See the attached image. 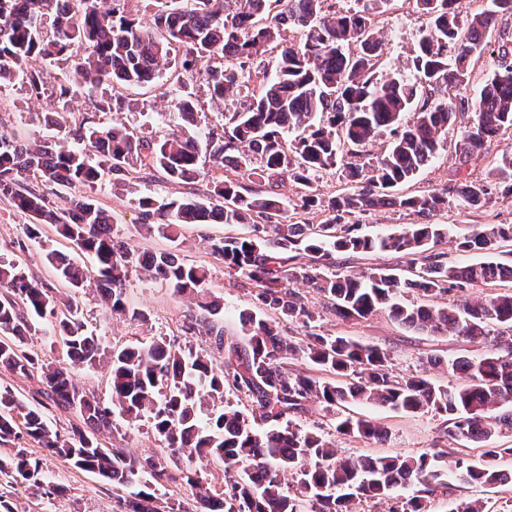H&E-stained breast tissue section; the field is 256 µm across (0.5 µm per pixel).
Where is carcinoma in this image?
I'll return each mask as SVG.
<instances>
[{"label":"carcinoma","mask_w":512,"mask_h":512,"mask_svg":"<svg viewBox=\"0 0 512 512\" xmlns=\"http://www.w3.org/2000/svg\"><path fill=\"white\" fill-rule=\"evenodd\" d=\"M126 0H0V89L16 81L41 98L43 77L30 62L70 60L56 101L44 113V125L65 135L57 140L20 141L0 132V198L33 219L25 236L40 243V226L50 224L88 254L93 266L80 267L50 252L57 278L73 291L94 281L113 314L128 312L123 289L133 270L167 281L194 301L197 312L184 332L206 335L224 351L215 364L199 351L177 348L160 338L149 344L112 350L111 404L89 395L73 369L91 368L104 353L98 337L88 334L76 297H59L35 280L20 263L0 261V367L22 377L40 373L46 396L73 412L78 424L62 437L9 388L0 389V446L29 443L90 473L117 489L120 512H179L162 500L152 481L169 476L181 458L206 457L224 466V485L215 493L192 473H183L195 512H351L358 501L394 498L414 484L424 492L447 487L445 473L468 483H512V473L496 460L511 448H490L498 434L512 432V291L490 298L458 300L456 293L477 284L512 282V260L487 258L466 265L448 261L438 246L455 236L464 252L497 250L512 242V224H467L450 231L431 221L454 202L480 209L495 196H512V151L502 153L485 176L474 175L472 160L489 143L512 130V44L492 45L498 20L512 16V0L465 13L461 0H416L428 27L408 68L377 74L382 57L374 17L389 0H360L344 11L327 10L328 0H165L144 26L124 10ZM290 28L304 31L291 43ZM185 48L182 67L193 72L201 61L218 62L205 70L217 106L249 97L238 112L224 113L221 132L201 131L194 107L176 103L179 129L147 140L116 120L106 126L76 121L71 101L93 96L107 84L125 88L151 84L169 66L170 44ZM356 46V51L349 49ZM277 54L275 71L250 87L243 70L267 53ZM495 57V70L475 98L460 94L469 84L474 62ZM472 119L456 135L458 166L441 189L401 194L436 160L447 144L456 114ZM294 134L291 141L285 136ZM386 148L370 154L381 134ZM212 166L259 179L258 187L237 180L213 182L207 193L139 200L146 234L172 238L183 224H251L257 235L226 237L211 244L224 259L225 273L256 290L254 299L271 312L309 328L301 342L251 312L240 319L241 338L224 343V326L214 317L223 309L213 295L210 273L183 262L174 251L139 254L118 240L114 218L85 195L51 200L34 182L73 190L93 187L103 176L112 184L131 173H160L172 183L192 187L204 178L202 155ZM335 168L343 191L328 199L316 193L320 175ZM292 183L294 209L321 212L319 224L286 222L280 184ZM376 208L403 210L419 221L394 234L359 233L358 219ZM393 252L410 257L417 269L403 277L386 268L369 273L334 272L333 255ZM308 284L329 304L336 318L364 319L381 309L418 333L461 337L489 344L492 350L471 359L459 356L448 369L460 373V386L439 384L421 372L394 373L390 355L376 345L346 336L312 331L317 316L293 285ZM51 323L66 348L70 367L50 366L26 350L37 321ZM307 360L316 372L294 373L290 358ZM242 395L241 409L224 400L225 390ZM312 402L336 410V431L349 438L382 441L384 429L356 418L357 405H378L407 414L432 412L447 418V435L485 447L480 465L457 459L443 464L444 453L418 456H342L320 428L291 425L290 416ZM211 406L201 414L203 406ZM133 422L146 415L160 452L133 457L110 448L112 416ZM0 473L27 483L34 492L60 488L45 484L38 459L17 451ZM292 475L296 493L286 488ZM421 496L397 500L389 512H425Z\"/></svg>","instance_id":"1"}]
</instances>
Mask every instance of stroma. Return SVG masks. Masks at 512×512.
I'll use <instances>...</instances> for the list:
<instances>
[{"mask_svg":"<svg viewBox=\"0 0 512 512\" xmlns=\"http://www.w3.org/2000/svg\"><path fill=\"white\" fill-rule=\"evenodd\" d=\"M376 27L383 40L384 66L405 70L408 58L413 56L427 27L426 16L418 10L414 0H391L378 15ZM183 56V48L173 46L172 63L155 85L123 89L104 87V97L113 101L111 111H98L88 99H76L77 115L97 125H108L116 119L135 129L138 135L160 138L175 127L177 99L188 98L193 102L202 129L221 127L224 119L210 99L207 84L201 77L184 71L181 66ZM43 77L46 92L40 100L30 98L25 85L19 82L0 91V131L30 141L48 137L49 131L39 115L55 99L62 70L57 66L44 67ZM447 141L446 150L404 185V192L419 193L438 188L451 178L455 162V134H448ZM220 175V170L207 168L204 180L192 188L158 177L133 179L124 186L116 187L105 178L89 189L88 195L96 205L113 216L115 229L131 248L141 253H154L175 247L186 263L209 270L213 291L224 303L220 319L224 339L231 342L240 338V313L255 308L253 290L225 274L223 262L214 257L209 245L228 234L251 235V227L185 224L180 228L178 244L174 245L165 238L146 235L139 225L138 201L141 197L167 198L183 196L191 191L203 194ZM435 221L454 226L512 224V200L499 197L476 212L452 206L437 214ZM28 222V217L19 214L8 201L0 200V259L22 263L38 280L55 281V272L46 260L47 253L57 251L77 258L81 252L49 226L44 227L40 243L20 249ZM305 298L319 316L317 324L322 333L348 336L364 344L379 346L390 354L392 367L400 375L424 371L438 383L458 386L464 384L465 379L462 374L448 371L446 362L461 355L477 358L487 351L486 345L461 338L427 335L406 329L385 309L365 319L341 321L328 313L320 295L309 291ZM124 299L128 309L139 312V319L113 316L96 286H88L77 295L82 321L88 331L99 337L103 349L109 351L162 337L180 347L193 346L207 353L213 362L223 361L222 352L207 336L184 333L183 322L190 300L175 293L166 281L131 272L125 285ZM357 414L382 427L386 432L385 440L365 442L337 433L335 410L318 403L310 404L308 412L293 417L292 422L303 428L320 427L322 434L346 455H417L434 449L445 451L451 460L461 457L473 464L482 460L480 448L462 445L444 435V418L426 412L406 414L377 405L358 408ZM114 425L115 445L125 448L131 455L142 458L158 452L160 444L147 420L131 423L118 414L114 417ZM28 453L40 458L45 482L62 486L63 491L36 496L24 484L0 475V498L10 502L14 512H115L117 503L111 485L70 468L60 458L41 448H29ZM478 498L485 501L490 512H512V487L459 481L454 482L450 496L432 497L431 512H448L449 503L460 504Z\"/></svg>","mask_w":512,"mask_h":512,"instance_id":"1","label":"stroma"}]
</instances>
